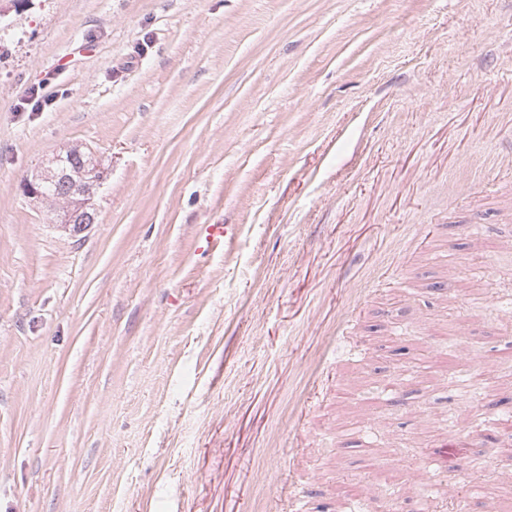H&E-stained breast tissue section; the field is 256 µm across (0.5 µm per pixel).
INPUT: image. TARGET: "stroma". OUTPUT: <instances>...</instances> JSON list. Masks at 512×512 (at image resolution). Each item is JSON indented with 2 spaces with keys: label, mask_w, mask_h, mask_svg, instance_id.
<instances>
[{
  "label": "stroma",
  "mask_w": 512,
  "mask_h": 512,
  "mask_svg": "<svg viewBox=\"0 0 512 512\" xmlns=\"http://www.w3.org/2000/svg\"><path fill=\"white\" fill-rule=\"evenodd\" d=\"M0 45V512H382L430 419L512 413L459 353L512 344V0H0ZM73 144L80 239L20 187ZM464 454L497 491L512 435ZM84 151L89 157V168L78 174V181L69 176L73 182L80 186V191L76 194L73 182L63 179L50 185L45 190L46 201H50L51 204L62 203L60 210L67 206L69 200L73 199L75 194L79 196L63 212H60L56 222L72 236L82 234L95 222L94 219L90 223L87 221L86 215L89 214L86 208L91 205V196L94 194V190L99 187L107 174V169L102 166L99 156L90 149ZM84 151L81 150L80 153L72 152L68 155L66 164L70 172L77 174L84 169L86 163Z\"/></svg>",
  "instance_id": "35a3bbf8"
}]
</instances>
